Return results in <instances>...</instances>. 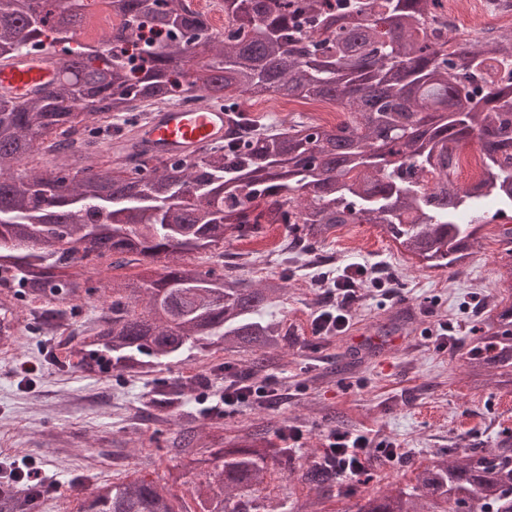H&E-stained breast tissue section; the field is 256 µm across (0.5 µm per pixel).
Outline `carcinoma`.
<instances>
[{
    "label": "carcinoma",
    "mask_w": 512,
    "mask_h": 512,
    "mask_svg": "<svg viewBox=\"0 0 512 512\" xmlns=\"http://www.w3.org/2000/svg\"><path fill=\"white\" fill-rule=\"evenodd\" d=\"M120 18L101 50L68 35L89 22L88 0H0V56L51 38L63 59L59 80L35 98L0 97V294L49 305L90 293L89 273L113 254L156 270L106 282L111 314L72 347L74 366L108 373L183 359L212 339L247 352L254 372L284 339L263 314L283 302L287 279L256 281L203 270L196 254L224 256L226 242L256 260L280 255L271 239L288 228L325 240L346 224H373L429 269L460 265L482 247L462 212L479 220L486 200L512 209V31L459 39L442 0H224L229 26L213 31L190 0H101ZM276 94L290 102L334 104L336 124L288 114L266 127L240 110L239 96ZM199 97L222 102L251 131L212 144L189 160L134 151L133 168L89 159L22 176L57 129L105 131L112 120L158 103ZM477 138L482 178L454 179L460 147ZM194 201H177L181 190ZM92 226L96 232L84 231ZM468 352L475 388L512 386V305L478 328ZM173 381L152 404L175 408ZM209 435L194 428L176 445L181 466L205 459ZM437 453L408 484L354 497L353 512H512V443L472 447L460 458ZM292 449L263 427L222 441L207 479L193 486L195 512H259L241 493L290 461ZM338 473L312 461L303 474L323 489ZM0 482V512H37L41 484ZM80 512H176L166 486L143 478L98 487Z\"/></svg>",
    "instance_id": "carcinoma-1"
}]
</instances>
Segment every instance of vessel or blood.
Instances as JSON below:
<instances>
[{
	"label": "vessel or blood",
	"instance_id": "b4317fda",
	"mask_svg": "<svg viewBox=\"0 0 512 512\" xmlns=\"http://www.w3.org/2000/svg\"><path fill=\"white\" fill-rule=\"evenodd\" d=\"M58 52L21 53L0 58V96L22 102L43 91L59 76ZM229 128L223 105L188 109L162 103L148 112L133 131L137 148L159 159L190 158L207 144L222 142Z\"/></svg>",
	"mask_w": 512,
	"mask_h": 512
}]
</instances>
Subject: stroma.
<instances>
[{
    "label": "stroma",
    "mask_w": 512,
    "mask_h": 512,
    "mask_svg": "<svg viewBox=\"0 0 512 512\" xmlns=\"http://www.w3.org/2000/svg\"><path fill=\"white\" fill-rule=\"evenodd\" d=\"M498 233L495 223L481 228L483 247L458 275L418 267L370 224L344 225L304 263L271 259L268 273L288 276V299L269 313L292 337L270 356L264 373L278 378L285 396L274 409L244 407L228 417L211 410L224 392L223 377L212 378L203 391L196 379L222 361L246 369L244 353L212 346L195 350L186 362L117 377L63 365L79 332L109 311L99 287L113 270L102 260L79 305L54 302L60 312L54 328H47L40 307H12L20 333L0 339V470L21 462L38 472L45 486L40 512H77L80 488L136 477L168 482L180 463L173 441L187 413L206 430L230 432L253 422L300 427L302 437L293 445L300 464L338 426L399 445L401 463L371 459L367 475L354 485L366 492L407 480L411 467L440 449L496 447L512 438V389L472 387L466 352L479 321L489 319L495 306L512 304V280L502 275L512 254ZM354 262L380 264L390 293L366 292L352 304L345 332L312 336L309 323L329 300L318 274L335 276ZM442 323L455 345L439 351L425 333ZM172 378L186 385L181 407H150L153 388Z\"/></svg>",
    "instance_id": "obj_1"
}]
</instances>
